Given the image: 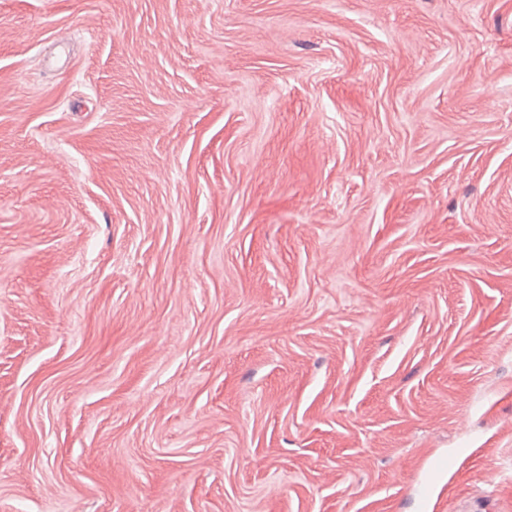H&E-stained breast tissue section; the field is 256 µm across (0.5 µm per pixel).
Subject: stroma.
<instances>
[{
  "label": "stroma",
  "mask_w": 512,
  "mask_h": 512,
  "mask_svg": "<svg viewBox=\"0 0 512 512\" xmlns=\"http://www.w3.org/2000/svg\"><path fill=\"white\" fill-rule=\"evenodd\" d=\"M0 512H512V0H0Z\"/></svg>",
  "instance_id": "obj_1"
}]
</instances>
